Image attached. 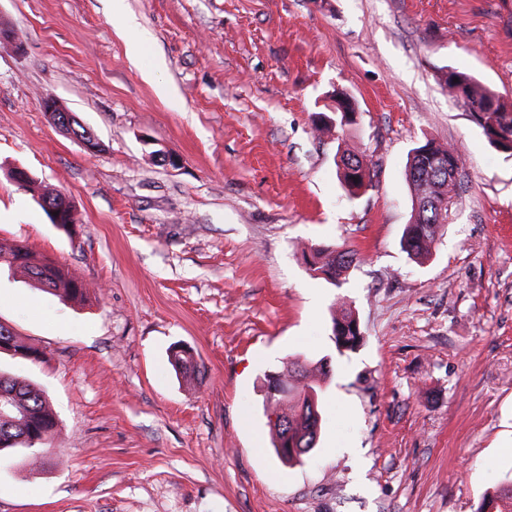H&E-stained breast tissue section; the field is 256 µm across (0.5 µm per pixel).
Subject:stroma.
Masks as SVG:
<instances>
[{
  "label": "stroma",
  "instance_id": "obj_1",
  "mask_svg": "<svg viewBox=\"0 0 512 512\" xmlns=\"http://www.w3.org/2000/svg\"><path fill=\"white\" fill-rule=\"evenodd\" d=\"M0 242L89 285L0 272V324L45 361L0 370L61 433L0 460V512H477L512 473V157L442 71L512 99V0H0ZM143 44L139 55L131 41ZM344 92L356 125L319 138ZM57 98L99 141L53 125ZM465 157L431 258L400 239L411 150ZM373 162L350 196L340 151ZM16 166L73 202L50 223ZM352 248L341 286L302 252ZM364 339L337 353L338 297ZM189 347L202 374L169 362ZM329 357L317 447L276 458L264 375ZM6 265L11 269H21L39 287L62 301L85 299L88 284L72 275L67 269L52 260L40 256L24 241H14L5 246L0 245V267Z\"/></svg>",
  "mask_w": 512,
  "mask_h": 512
}]
</instances>
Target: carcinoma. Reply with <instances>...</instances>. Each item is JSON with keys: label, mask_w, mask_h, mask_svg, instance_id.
I'll return each instance as SVG.
<instances>
[{"label": "carcinoma", "mask_w": 512, "mask_h": 512, "mask_svg": "<svg viewBox=\"0 0 512 512\" xmlns=\"http://www.w3.org/2000/svg\"><path fill=\"white\" fill-rule=\"evenodd\" d=\"M440 84L448 95H465L464 105L482 129L488 143L496 150L512 156V102L483 85L473 76L456 70L441 74ZM355 108L346 96L336 98V119L339 123H354ZM372 161L362 153L344 152L339 170L344 186L351 193L364 185ZM465 160L452 146L426 140L416 146L408 161L407 178L412 199L432 198L443 213L435 210L411 215L403 233V247L411 258L423 260L431 253L438 230L447 218L445 212L453 203L459 176ZM26 190L38 193V202H51L61 207L59 227L72 233L75 222L72 202L65 201L62 193L40 189L29 181ZM303 259L315 277H321L334 286H340L350 269L361 261L357 251L329 246H312L303 252ZM20 269L47 293L62 301L84 299L88 284L67 269L36 253L24 241L0 245V266ZM331 318V332L339 352L356 349L363 341L362 331L351 303L341 297ZM174 365L184 375L196 377L201 370L193 355L177 353ZM330 364L323 357L316 361L290 360L275 374L265 375L266 404L274 408L277 422L272 424L273 447L286 463L302 462L316 448L321 429L320 394L328 378ZM0 401L14 406L34 429L57 430L59 422L45 393L31 382L0 371ZM479 512H512V475L488 489L482 498Z\"/></svg>", "instance_id": "carcinoma-1"}]
</instances>
